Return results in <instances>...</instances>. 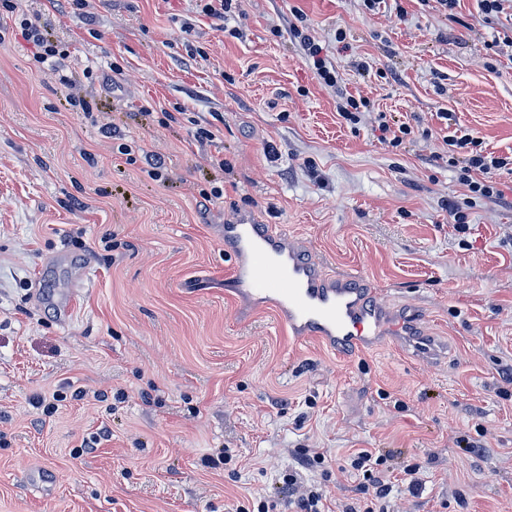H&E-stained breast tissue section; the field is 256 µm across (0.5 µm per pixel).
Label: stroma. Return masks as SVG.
Wrapping results in <instances>:
<instances>
[{
	"label": "stroma",
	"instance_id": "stroma-1",
	"mask_svg": "<svg viewBox=\"0 0 512 512\" xmlns=\"http://www.w3.org/2000/svg\"><path fill=\"white\" fill-rule=\"evenodd\" d=\"M18 5L69 82L0 25V512H255L315 449L327 468L302 476L340 512L359 448L393 470V512H512V173L467 232L448 214V122L512 152V45L475 0ZM379 112L410 140L382 144ZM239 213L416 313L439 354L339 358L273 309L240 320L215 232ZM299 37H301L303 41V49L319 78L326 85L336 84V71L333 70L331 65L329 68L326 58L320 55L323 48L319 44H316L308 35L300 34ZM369 103L364 98L356 99L354 96L346 97L345 101L339 103L337 107V114L347 124H358L361 121L363 114L365 113L362 109L368 108Z\"/></svg>",
	"mask_w": 512,
	"mask_h": 512
}]
</instances>
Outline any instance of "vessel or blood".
<instances>
[{
  "instance_id": "b4317fda",
  "label": "vessel or blood",
  "mask_w": 512,
  "mask_h": 512,
  "mask_svg": "<svg viewBox=\"0 0 512 512\" xmlns=\"http://www.w3.org/2000/svg\"><path fill=\"white\" fill-rule=\"evenodd\" d=\"M233 260L225 285L248 318L273 308L295 339L315 340L339 356L362 354L389 338L408 336L415 357L431 355L415 335L414 315L397 313L356 276L327 273L302 245L272 225L240 215L221 229Z\"/></svg>"
}]
</instances>
